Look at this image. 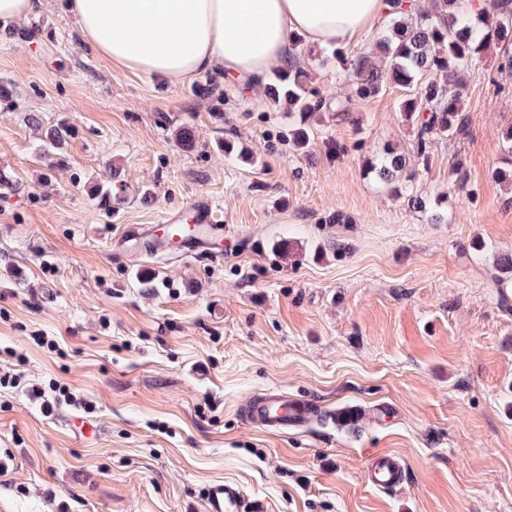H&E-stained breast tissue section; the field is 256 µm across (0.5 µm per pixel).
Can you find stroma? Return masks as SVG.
Wrapping results in <instances>:
<instances>
[{
	"label": "stroma",
	"mask_w": 512,
	"mask_h": 512,
	"mask_svg": "<svg viewBox=\"0 0 512 512\" xmlns=\"http://www.w3.org/2000/svg\"><path fill=\"white\" fill-rule=\"evenodd\" d=\"M67 4L18 20L26 39L0 22V169L15 181L0 193V375L14 378L0 385V512H206L218 481L267 512H512V311L494 289L512 191L493 177L512 74L499 50L463 75L468 134L436 141L414 184L442 204L433 224L352 149H410L403 88L352 105L331 50L301 58L333 106L302 154L264 92L224 79L218 101L197 94L202 75L120 68L83 45ZM31 112L73 128L55 167ZM227 140L261 164L225 157ZM331 143L348 153L329 157ZM111 164L125 189L108 208L96 187ZM200 198L224 226L223 257L125 244L130 226ZM270 391L358 421L245 422ZM381 453L404 465L396 489L366 479Z\"/></svg>",
	"instance_id": "obj_1"
}]
</instances>
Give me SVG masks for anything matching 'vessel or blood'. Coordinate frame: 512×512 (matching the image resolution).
Returning a JSON list of instances; mask_svg holds the SVG:
<instances>
[{"label":"vessel or blood","mask_w":512,"mask_h":512,"mask_svg":"<svg viewBox=\"0 0 512 512\" xmlns=\"http://www.w3.org/2000/svg\"><path fill=\"white\" fill-rule=\"evenodd\" d=\"M168 223L189 222L203 227L200 235L187 236L179 241L184 253L207 251L218 255L222 252L224 229L218 224L213 206L207 199H199L171 213ZM320 413L305 400L288 399L277 394L254 398L243 412L244 419L267 430L280 431L304 427L319 418ZM403 476V467L391 454L374 459L368 470V481L377 489H388L396 485ZM207 512H266L260 501L250 499L239 486L218 483L210 487Z\"/></svg>","instance_id":"1"}]
</instances>
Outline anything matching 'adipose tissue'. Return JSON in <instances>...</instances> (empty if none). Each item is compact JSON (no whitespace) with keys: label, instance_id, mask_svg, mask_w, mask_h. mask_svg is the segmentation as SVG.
<instances>
[{"label":"adipose tissue","instance_id":"ef3b65f1","mask_svg":"<svg viewBox=\"0 0 512 512\" xmlns=\"http://www.w3.org/2000/svg\"><path fill=\"white\" fill-rule=\"evenodd\" d=\"M87 47L165 81L216 72L247 88L291 62L294 36L317 49L357 42L389 0H69Z\"/></svg>","mask_w":512,"mask_h":512}]
</instances>
